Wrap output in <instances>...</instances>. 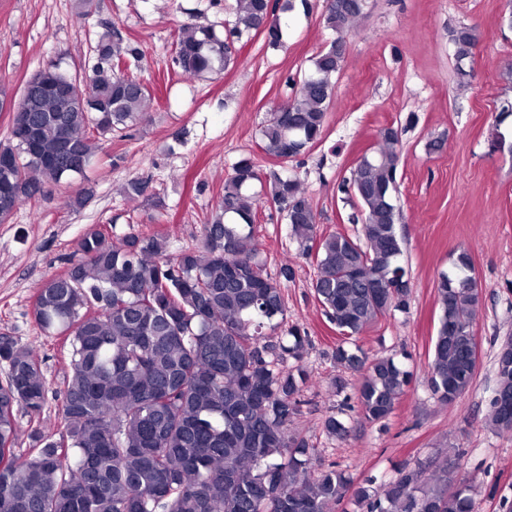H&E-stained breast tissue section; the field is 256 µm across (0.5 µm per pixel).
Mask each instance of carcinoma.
<instances>
[{"label":"carcinoma","instance_id":"carcinoma-1","mask_svg":"<svg viewBox=\"0 0 512 512\" xmlns=\"http://www.w3.org/2000/svg\"><path fill=\"white\" fill-rule=\"evenodd\" d=\"M308 0H236L233 26L183 25L173 67L194 79L226 67L230 45L261 35L283 46L276 11L291 12ZM325 26L343 38L356 24L354 0H326ZM457 49L478 45L472 27L453 31ZM86 82L51 61L27 80L28 103L12 109L8 142L0 143V192L15 208L51 185L83 176L116 129L149 120L151 90L123 69L142 57L139 45L117 28L98 36ZM346 48L331 42L299 79L292 94L259 129L264 153L288 162L323 139L335 96V77ZM400 132L379 131L378 145L361 155L339 186L362 220L356 236L318 233L316 214L295 175L274 173L267 203L289 224L302 254L313 259L312 288L327 318L349 339L391 309L409 307L403 266L404 240L396 205ZM262 173L239 160L224 193L202 225L201 243L169 252L168 238L130 233L111 237L89 227L67 270L46 279L33 306L34 321L48 336L71 346L58 424L32 429L31 454L15 453L18 412L40 418L48 406L47 381L35 350L0 337V512H331L351 496L358 512H476L477 488L459 468L418 463L395 479L356 483L335 464L323 463L303 437L287 433L302 412L313 381L292 370L308 338L298 327L291 341H272L286 319L284 282L293 268L283 261L272 274L255 244L261 198L252 192ZM128 199L151 198L150 180H128ZM472 270L460 252L439 276L440 306L428 385L451 405L474 383L473 317L478 283L462 285ZM498 347L496 384L487 424L511 434L499 399L512 398V354ZM336 364L363 373L357 400L370 422L386 419L410 382L392 357L368 359L339 344ZM342 439L347 423L335 414L323 422Z\"/></svg>","mask_w":512,"mask_h":512}]
</instances>
